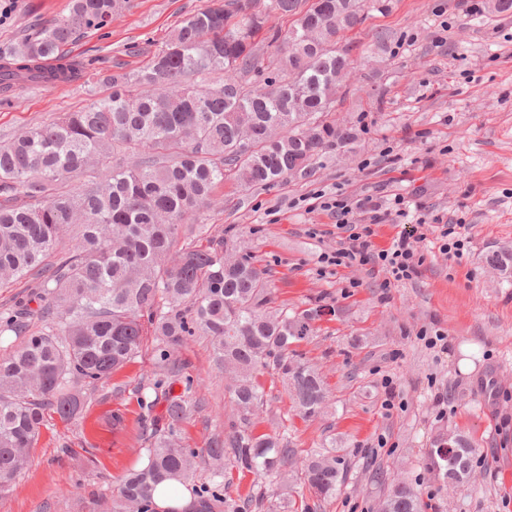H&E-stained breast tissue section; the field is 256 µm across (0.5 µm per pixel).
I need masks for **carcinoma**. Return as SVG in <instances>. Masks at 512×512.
Listing matches in <instances>:
<instances>
[{"mask_svg":"<svg viewBox=\"0 0 512 512\" xmlns=\"http://www.w3.org/2000/svg\"><path fill=\"white\" fill-rule=\"evenodd\" d=\"M118 8L119 0H70L68 13L0 46V95L82 79L86 64L65 47L105 28ZM390 8L391 0H214L177 25L145 66L113 72L108 96L0 143V282L29 278L37 288L0 311V332L24 336L0 356V491L28 465L45 414L76 415V383L107 378L148 335L177 345L199 331L232 376L241 425L210 442L213 461L230 456L259 480L293 465L287 438L250 429L264 406L255 373L277 359L299 412H321L322 380L288 358L312 314L265 310L264 273L237 256L240 244L211 231L208 212L226 182L274 186L350 149L354 133L334 112L355 66L377 71L373 55L353 56L350 33L366 13ZM273 12L292 18L288 30L265 28ZM218 71L224 83L208 86ZM190 411L183 397L167 407L173 423ZM471 452L461 440L438 454L452 482L465 477ZM147 458L99 512H130L151 503L158 483L192 479L196 455L171 429L154 435ZM339 465L315 452L303 481L331 498ZM201 504L237 512L217 493ZM384 512H421L419 497L393 484Z\"/></svg>","mask_w":512,"mask_h":512,"instance_id":"cac0c4a2","label":"carcinoma"}]
</instances>
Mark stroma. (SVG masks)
<instances>
[{
	"mask_svg": "<svg viewBox=\"0 0 512 512\" xmlns=\"http://www.w3.org/2000/svg\"><path fill=\"white\" fill-rule=\"evenodd\" d=\"M69 2L0 0V45L67 12ZM209 3L125 0L106 33L88 31L69 45L91 61L80 81L25 87L0 104V138L109 95L103 78L115 63L142 67ZM487 4L392 0L389 12H371L354 40L381 65L370 79L355 72L336 114L356 134L351 151L327 153L309 175L269 188H219L224 205L210 222L244 242L273 308L316 311L296 357L329 391L324 411L303 418L278 373L264 370L265 403L252 429L286 435L301 458L335 453L344 481L324 501L296 477L284 491L232 466L221 477L202 464L193 489L226 493L239 512H268L259 499L280 492L297 512H382L401 480L417 491L422 512H512V15ZM380 33L388 37L382 47ZM318 191L381 203L401 195L416 205L419 219L373 225L372 240L384 249L398 232L413 233L418 277L388 286L367 265L322 267V254L347 232L327 212L308 211L305 199ZM451 227L468 239L458 260L440 250ZM438 333L446 351L427 346ZM83 393L74 420L55 417L41 428L31 464L0 493V512H94L143 466L153 429L174 427L182 446L201 455L239 422L199 335L169 347L146 337L139 357ZM183 395L193 409L170 424L167 406ZM459 438L473 450L471 474L453 483L431 455Z\"/></svg>",
	"mask_w": 512,
	"mask_h": 512,
	"instance_id": "35a3bbf8",
	"label": "stroma"
}]
</instances>
